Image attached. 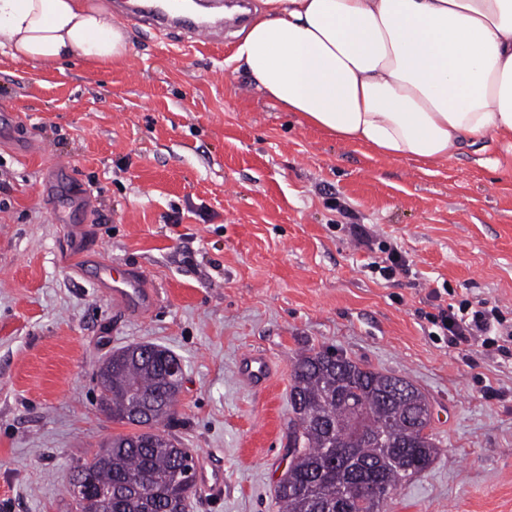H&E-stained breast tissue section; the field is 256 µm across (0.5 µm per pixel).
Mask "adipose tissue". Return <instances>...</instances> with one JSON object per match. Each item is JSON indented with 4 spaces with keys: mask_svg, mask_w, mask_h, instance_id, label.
I'll list each match as a JSON object with an SVG mask.
<instances>
[{
    "mask_svg": "<svg viewBox=\"0 0 512 512\" xmlns=\"http://www.w3.org/2000/svg\"><path fill=\"white\" fill-rule=\"evenodd\" d=\"M129 49L99 0H0V55L51 66ZM229 62L305 124L386 157L512 141V0H260Z\"/></svg>",
    "mask_w": 512,
    "mask_h": 512,
    "instance_id": "obj_1",
    "label": "adipose tissue"
}]
</instances>
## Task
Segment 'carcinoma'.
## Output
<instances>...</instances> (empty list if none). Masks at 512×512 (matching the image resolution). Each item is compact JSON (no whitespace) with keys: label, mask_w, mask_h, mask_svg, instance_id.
Returning <instances> with one entry per match:
<instances>
[{"label":"carcinoma","mask_w":512,"mask_h":512,"mask_svg":"<svg viewBox=\"0 0 512 512\" xmlns=\"http://www.w3.org/2000/svg\"><path fill=\"white\" fill-rule=\"evenodd\" d=\"M149 349L136 357L124 348L99 374L102 411L140 430L113 437L92 471L73 467L71 478L90 487L74 504L78 512H186L194 484L178 478L176 468L190 449L154 430L175 414L180 385L165 376L175 355ZM393 380L335 352L300 355L290 393L293 459L276 490L278 512H335L338 494L350 512H381L384 500L368 494L372 484L392 493L431 465V405L407 380L408 394H395Z\"/></svg>","instance_id":"cac0c4a2"}]
</instances>
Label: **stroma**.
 Segmentation results:
<instances>
[{"instance_id":"1","label":"stroma","mask_w":512,"mask_h":512,"mask_svg":"<svg viewBox=\"0 0 512 512\" xmlns=\"http://www.w3.org/2000/svg\"><path fill=\"white\" fill-rule=\"evenodd\" d=\"M123 24L114 63L0 55V512H70L71 467L134 433L96 401L99 367L133 343L183 366L161 431L224 469L223 497L196 493L188 512H277L308 349L404 377L432 404L437 457L383 512H512V356L449 346L427 319L434 288L512 311V148L386 158L250 88L225 64L229 32ZM352 224L398 245L409 273H372L381 253ZM113 263L156 289L150 308L99 287L95 265ZM254 350L272 365L261 389L241 377Z\"/></svg>"}]
</instances>
